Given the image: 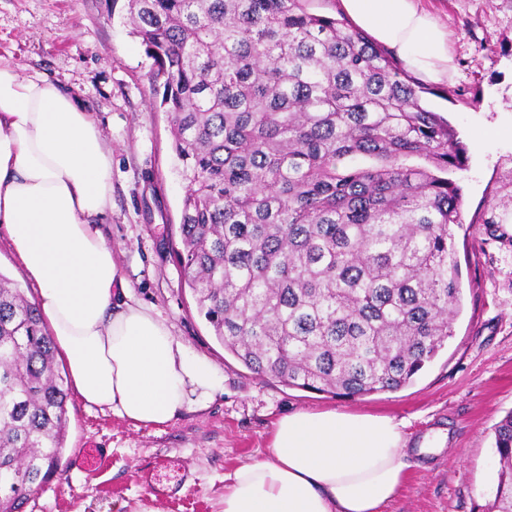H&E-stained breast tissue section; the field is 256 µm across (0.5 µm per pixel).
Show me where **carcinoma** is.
<instances>
[{
    "instance_id": "cac0c4a2",
    "label": "carcinoma",
    "mask_w": 512,
    "mask_h": 512,
    "mask_svg": "<svg viewBox=\"0 0 512 512\" xmlns=\"http://www.w3.org/2000/svg\"><path fill=\"white\" fill-rule=\"evenodd\" d=\"M311 0H128L186 182L172 249L224 350L288 387L411 385L453 336L461 288L448 174L467 146L426 88ZM512 233V174L485 209ZM68 388L34 302L0 274V507L58 470ZM476 512H512V412Z\"/></svg>"
}]
</instances>
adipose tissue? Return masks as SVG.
Segmentation results:
<instances>
[{
	"label": "adipose tissue",
	"instance_id": "obj_1",
	"mask_svg": "<svg viewBox=\"0 0 512 512\" xmlns=\"http://www.w3.org/2000/svg\"><path fill=\"white\" fill-rule=\"evenodd\" d=\"M359 29L425 80L447 81L449 35L422 0H340ZM112 156L91 113L47 76L0 64V225L91 409L137 425L171 423L223 391L151 305L126 294L96 227ZM400 423L336 409L281 417L263 459L224 478L223 512H383L407 478Z\"/></svg>",
	"mask_w": 512,
	"mask_h": 512
}]
</instances>
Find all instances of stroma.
Instances as JSON below:
<instances>
[{
	"mask_svg": "<svg viewBox=\"0 0 512 512\" xmlns=\"http://www.w3.org/2000/svg\"><path fill=\"white\" fill-rule=\"evenodd\" d=\"M447 24L455 72L428 96L468 147L463 224L455 230L463 306L454 335L413 384L339 398L253 374L200 315L171 252L186 185L170 124L151 107L149 58L124 22L127 0H0V62L59 82L96 119L112 153V197L99 230L133 295L151 304L223 376L207 407L162 426L136 425L67 403L60 471L27 512H222L224 477L263 458L275 421L338 408L404 423L408 481L386 512H472L494 480L491 428L512 410V247L482 218L512 170V0H424ZM103 463L90 472L84 449ZM156 468L160 483L144 476Z\"/></svg>",
	"mask_w": 512,
	"mask_h": 512,
	"instance_id": "obj_1",
	"label": "stroma"
}]
</instances>
